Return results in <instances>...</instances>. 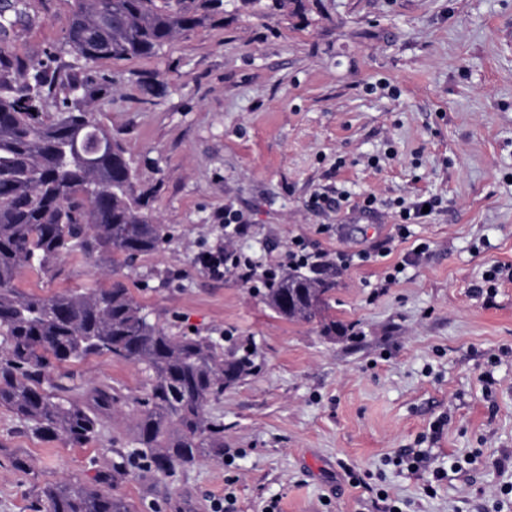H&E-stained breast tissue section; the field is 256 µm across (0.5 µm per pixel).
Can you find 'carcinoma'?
<instances>
[{
	"label": "carcinoma",
	"mask_w": 512,
	"mask_h": 512,
	"mask_svg": "<svg viewBox=\"0 0 512 512\" xmlns=\"http://www.w3.org/2000/svg\"><path fill=\"white\" fill-rule=\"evenodd\" d=\"M223 5L74 0L65 39L85 63L140 58L204 25ZM29 7L28 0L0 2L1 41L30 20ZM76 88L52 56L16 66L0 47V408L35 437L83 446L101 435L118 407H132L131 438L115 449L120 462L111 475L40 492L48 512H130L112 493L115 479L140 467L166 473L224 447V424L209 420L205 407L258 365L247 342L224 349L207 336L160 328L119 282L50 295L17 287L23 269L54 276L62 255L106 273L167 242L164 225L142 211L124 147L93 113L67 105L52 118L44 114L48 97ZM263 285V301L279 318L316 320L329 337L349 331L331 314L334 282L326 273L292 267ZM97 354L139 365L146 392L94 387L87 401L74 398L63 384L72 379L63 365Z\"/></svg>",
	"instance_id": "obj_1"
}]
</instances>
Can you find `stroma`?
<instances>
[{"mask_svg": "<svg viewBox=\"0 0 512 512\" xmlns=\"http://www.w3.org/2000/svg\"><path fill=\"white\" fill-rule=\"evenodd\" d=\"M30 5L11 60L54 54L80 85L75 106L121 141L145 213L169 232L117 279L165 330L230 334L258 352V371L206 408L224 425L223 453L119 478L130 512H211L227 495L234 512L273 500L279 512H384L389 499L404 512H512V0H224L156 55L87 66L64 39L73 0ZM430 198L432 212L399 235L400 205ZM228 209L246 233L225 232ZM296 238L333 258L332 314L351 335L278 318L260 280L197 262L228 243L283 263ZM57 270H22L17 286L95 282L70 256ZM71 370L82 400L96 386L145 390L138 366L107 355ZM131 420L123 410L73 447L0 409V443L27 463L0 457V512H33L41 488L111 470ZM404 448L419 451L416 469L397 464Z\"/></svg>", "mask_w": 512, "mask_h": 512, "instance_id": "obj_1", "label": "stroma"}]
</instances>
